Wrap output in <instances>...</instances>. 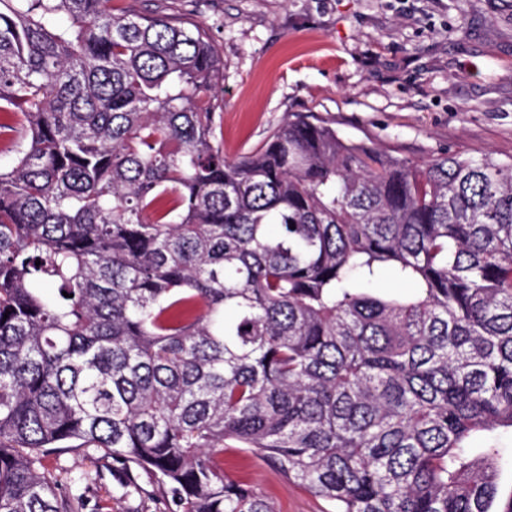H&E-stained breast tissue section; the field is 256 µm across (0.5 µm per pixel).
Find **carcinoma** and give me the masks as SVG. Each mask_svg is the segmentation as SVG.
Listing matches in <instances>:
<instances>
[{
  "instance_id": "cac0c4a2",
  "label": "carcinoma",
  "mask_w": 512,
  "mask_h": 512,
  "mask_svg": "<svg viewBox=\"0 0 512 512\" xmlns=\"http://www.w3.org/2000/svg\"><path fill=\"white\" fill-rule=\"evenodd\" d=\"M220 64L188 14L0 0V512H78L42 461L90 448L275 512L229 440L336 512H512V157L298 115L229 161ZM501 443L505 448L503 460L499 466L498 488L501 494H507L512 489V431L506 430L501 434Z\"/></svg>"
}]
</instances>
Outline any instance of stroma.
Listing matches in <instances>:
<instances>
[{
    "label": "stroma",
    "mask_w": 512,
    "mask_h": 512,
    "mask_svg": "<svg viewBox=\"0 0 512 512\" xmlns=\"http://www.w3.org/2000/svg\"><path fill=\"white\" fill-rule=\"evenodd\" d=\"M210 30L224 63L216 112L236 161L289 116L421 163L443 152L512 156V0H170ZM220 463L276 512H330L258 453ZM78 479L82 512H172L144 470L93 450L43 461Z\"/></svg>",
    "instance_id": "obj_1"
}]
</instances>
